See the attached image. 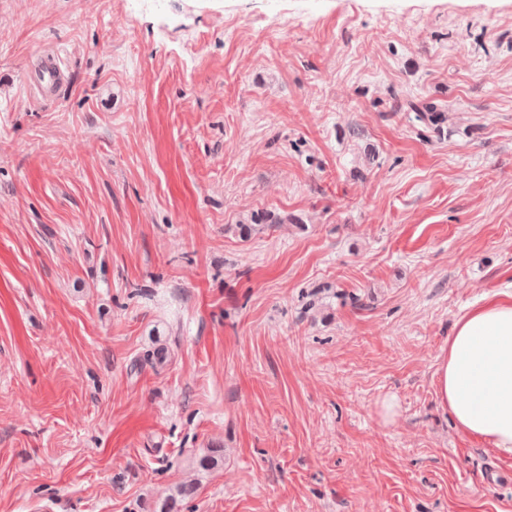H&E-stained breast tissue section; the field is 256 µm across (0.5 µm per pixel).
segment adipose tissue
I'll return each instance as SVG.
<instances>
[{
	"instance_id": "ef3b65f1",
	"label": "adipose tissue",
	"mask_w": 512,
	"mask_h": 512,
	"mask_svg": "<svg viewBox=\"0 0 512 512\" xmlns=\"http://www.w3.org/2000/svg\"><path fill=\"white\" fill-rule=\"evenodd\" d=\"M436 393L459 432L512 456V297L458 319L439 357Z\"/></svg>"
}]
</instances>
